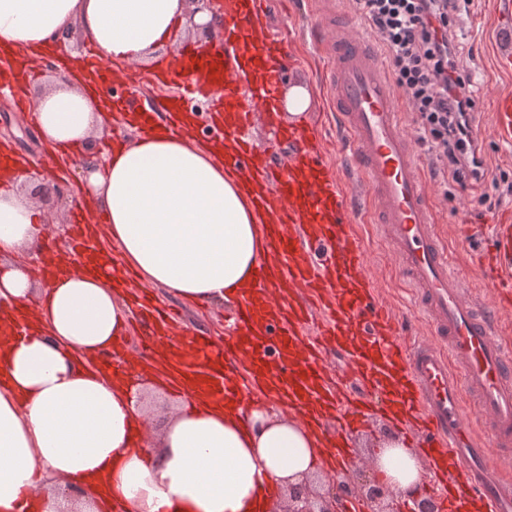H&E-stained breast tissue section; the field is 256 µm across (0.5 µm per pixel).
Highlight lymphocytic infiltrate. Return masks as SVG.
Instances as JSON below:
<instances>
[{
    "instance_id": "f902f5d3",
    "label": "lymphocytic infiltrate",
    "mask_w": 512,
    "mask_h": 512,
    "mask_svg": "<svg viewBox=\"0 0 512 512\" xmlns=\"http://www.w3.org/2000/svg\"><path fill=\"white\" fill-rule=\"evenodd\" d=\"M376 31L389 76L403 93L433 167L461 186L487 179L483 146L473 131L476 90L458 67L449 36L458 0H355Z\"/></svg>"
}]
</instances>
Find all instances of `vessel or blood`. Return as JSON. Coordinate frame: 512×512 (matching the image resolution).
Returning a JSON list of instances; mask_svg holds the SVG:
<instances>
[{
    "instance_id": "vessel-or-blood-1",
    "label": "vessel or blood",
    "mask_w": 512,
    "mask_h": 512,
    "mask_svg": "<svg viewBox=\"0 0 512 512\" xmlns=\"http://www.w3.org/2000/svg\"><path fill=\"white\" fill-rule=\"evenodd\" d=\"M267 8L268 0H220L224 46L207 54L185 47L184 65L197 74L186 95L172 97L161 113L147 101L120 104L137 126L171 128L196 119L188 98L207 100L224 131V171L241 180L263 240L255 279L229 312L234 336L226 348L241 358L238 375L224 369L225 348L204 338L169 354L170 368L184 391L231 405L275 398L302 409L312 424L333 426L328 446L339 465L350 459L351 431L379 413L409 426L426 459L452 467L439 484L441 512H457L469 500L485 512H512V483L501 476L512 462V347L496 318L512 310V210L497 215L489 248L471 259L473 277L495 301L487 314L437 233L433 200L383 60L341 25L327 24V37L315 42L330 63L320 91L347 132L374 221L434 328L429 340L410 344L406 320L375 297L349 195L339 172L318 156V126L311 115L287 122L279 113L277 84L295 59L292 43L267 36ZM110 70L140 90L173 77L162 64L151 73L117 63ZM36 79L18 69L12 111H27L26 91ZM491 111L493 135L512 143V93L497 96ZM258 123L287 145L284 162L254 147ZM132 305L149 335H183L179 317L160 312L147 293ZM337 353L345 363L329 370ZM468 401L473 430L462 423Z\"/></svg>"
}]
</instances>
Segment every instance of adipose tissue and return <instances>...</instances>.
<instances>
[{
	"mask_svg": "<svg viewBox=\"0 0 512 512\" xmlns=\"http://www.w3.org/2000/svg\"><path fill=\"white\" fill-rule=\"evenodd\" d=\"M189 9L188 0H0V49L35 58L77 27L97 57L145 68L187 20L222 22ZM34 109L42 138L59 148L106 134L100 101L80 86L52 81ZM27 171L0 180V512H271L274 490L315 473L319 435L271 403L235 413L181 393L154 445L134 449V426L148 417L144 380L92 367L130 319L111 276L63 272L33 309L36 283L10 264L46 235L43 210L21 189ZM83 182L123 265L167 295L219 304L254 280L253 210L191 133L138 134L100 154ZM378 476L405 499L423 481L402 447L384 450Z\"/></svg>",
	"mask_w": 512,
	"mask_h": 512,
	"instance_id": "ef3b65f1",
	"label": "adipose tissue"
}]
</instances>
